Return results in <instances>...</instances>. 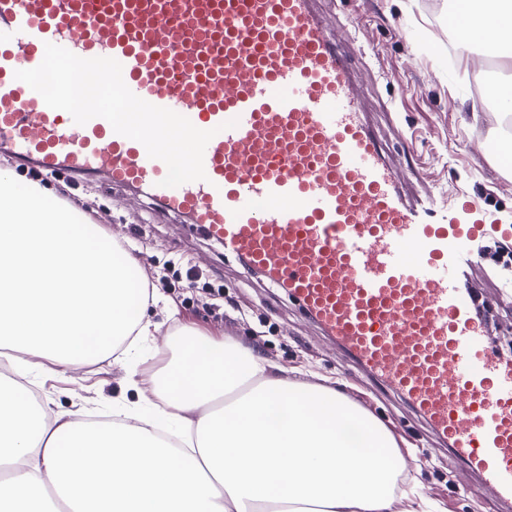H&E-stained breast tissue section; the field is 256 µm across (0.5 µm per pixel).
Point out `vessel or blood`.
Segmentation results:
<instances>
[{
	"label": "vessel or blood",
	"mask_w": 512,
	"mask_h": 512,
	"mask_svg": "<svg viewBox=\"0 0 512 512\" xmlns=\"http://www.w3.org/2000/svg\"><path fill=\"white\" fill-rule=\"evenodd\" d=\"M317 0H0V152L54 174L105 176L197 225L245 273L286 292L512 502V356L475 323L486 224L411 199ZM122 66L127 87L213 131L206 180L95 117L75 124L17 80L46 44Z\"/></svg>",
	"instance_id": "1"
}]
</instances>
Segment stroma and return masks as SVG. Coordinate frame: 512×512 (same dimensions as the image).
Segmentation results:
<instances>
[{
  "label": "stroma",
  "mask_w": 512,
  "mask_h": 512,
  "mask_svg": "<svg viewBox=\"0 0 512 512\" xmlns=\"http://www.w3.org/2000/svg\"><path fill=\"white\" fill-rule=\"evenodd\" d=\"M451 0H321L320 12L339 26L351 67L372 89L366 110L409 193L434 199L437 214L465 198L489 224L512 225V162L486 154L498 135L497 113L477 108L482 77L475 60H448ZM0 172L53 190L64 203L91 216L141 265L149 287L163 300L150 308L155 328L147 353L136 362L111 360L67 368L42 366L31 357L32 391L51 409L89 420L112 419L135 401L131 381L146 382L173 361L179 329L214 340L257 347L278 374L322 377L339 385L396 436L404 455L406 490L420 494L435 512H498L479 478L461 467L447 446L391 390L368 379L279 289L225 256L223 247L195 226L167 216L150 200L98 178L48 175L0 156ZM188 260L202 281L223 286V300L173 277L170 261ZM512 274L492 261L475 278L490 311L481 325L486 341L512 352Z\"/></svg>",
  "instance_id": "35a3bbf8"
}]
</instances>
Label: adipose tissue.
<instances>
[{"mask_svg": "<svg viewBox=\"0 0 512 512\" xmlns=\"http://www.w3.org/2000/svg\"><path fill=\"white\" fill-rule=\"evenodd\" d=\"M512 59V0H459ZM139 424L54 412L0 376V512H393L392 433L336 388L291 380L235 340L185 328ZM175 420L190 453L158 438Z\"/></svg>", "mask_w": 512, "mask_h": 512, "instance_id": "obj_1", "label": "adipose tissue"}]
</instances>
